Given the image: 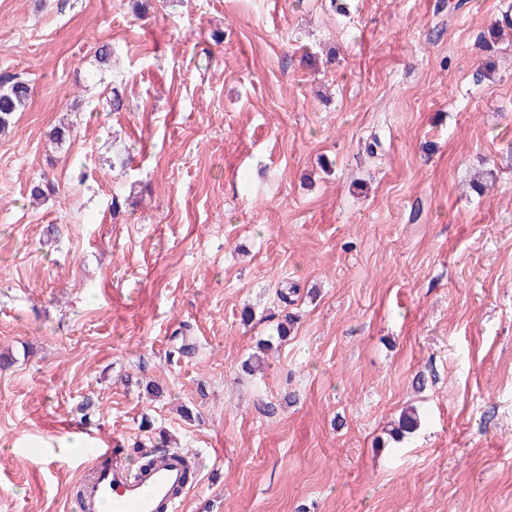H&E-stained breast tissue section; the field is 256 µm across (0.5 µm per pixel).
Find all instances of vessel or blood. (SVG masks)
Here are the masks:
<instances>
[{
  "mask_svg": "<svg viewBox=\"0 0 512 512\" xmlns=\"http://www.w3.org/2000/svg\"><path fill=\"white\" fill-rule=\"evenodd\" d=\"M185 470L169 458L135 473L100 467L86 484L79 500L80 512H178L176 492L185 488Z\"/></svg>",
  "mask_w": 512,
  "mask_h": 512,
  "instance_id": "1",
  "label": "vessel or blood"
}]
</instances>
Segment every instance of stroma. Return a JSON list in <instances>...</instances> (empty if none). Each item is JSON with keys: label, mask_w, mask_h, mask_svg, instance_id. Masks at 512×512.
<instances>
[{"label": "stroma", "mask_w": 512, "mask_h": 512, "mask_svg": "<svg viewBox=\"0 0 512 512\" xmlns=\"http://www.w3.org/2000/svg\"><path fill=\"white\" fill-rule=\"evenodd\" d=\"M133 2L0 0V512H78L154 431L178 512H512V0ZM28 84L16 75H0V131L11 124L16 112H23L30 101ZM66 438L50 439L43 442L44 448H50V452L54 458L67 459L71 456L73 448H85L86 446L84 438L81 434L76 433ZM80 444H83L82 446Z\"/></svg>", "instance_id": "1"}]
</instances>
